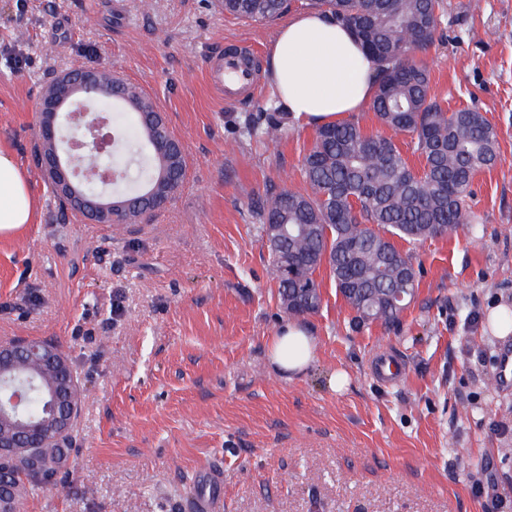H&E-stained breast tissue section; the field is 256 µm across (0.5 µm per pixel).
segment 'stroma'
<instances>
[{
	"mask_svg": "<svg viewBox=\"0 0 512 512\" xmlns=\"http://www.w3.org/2000/svg\"><path fill=\"white\" fill-rule=\"evenodd\" d=\"M276 28L217 0H0V146L39 203L0 241V341L52 342L85 391L69 474L27 512H184L215 469L220 512H512V384L494 381L512 335L488 319L512 307V0H444L417 56L432 97L497 131L476 224L401 242L421 277L390 325L358 322L321 269V305L300 318L317 358L291 380L268 363L289 317L251 205L273 185L303 190L315 129L285 112L278 142L240 135L268 79L228 104L205 76L219 51L263 59ZM75 65L143 88L188 149L182 185L146 223L63 214L36 165L40 92ZM388 355L393 378L375 370Z\"/></svg>",
	"mask_w": 512,
	"mask_h": 512,
	"instance_id": "stroma-1",
	"label": "stroma"
}]
</instances>
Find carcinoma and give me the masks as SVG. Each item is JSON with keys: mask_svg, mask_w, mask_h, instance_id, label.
I'll list each match as a JSON object with an SVG mask.
<instances>
[{"mask_svg": "<svg viewBox=\"0 0 512 512\" xmlns=\"http://www.w3.org/2000/svg\"><path fill=\"white\" fill-rule=\"evenodd\" d=\"M224 13L267 23L288 9V0H218ZM300 8L321 12L359 37L377 66L380 83L372 110L384 128L366 134L354 122L316 129L313 147L302 159L304 191L271 187L253 204L262 224L280 306L291 316L316 311L321 304L316 272L322 265L361 322H395L419 285L420 269L397 241L424 242L448 227L465 230L475 223L469 205L474 177L500 161L497 134L475 109L448 111L432 98L430 77L413 54L432 43L443 12L442 0H300ZM100 81L112 85V126L120 113L136 115L146 132L145 113L156 111L152 98L131 82L103 69ZM269 118L247 135L268 142L279 136ZM411 138L412 153L422 168L412 167L397 140ZM146 184L115 196L117 203L137 204L147 192L167 197L179 186L183 167L153 151L142 161ZM51 397L33 391L21 418L47 415ZM68 436L45 443L34 455L0 461V495L21 491L16 503L30 496L67 465Z\"/></svg>", "mask_w": 512, "mask_h": 512, "instance_id": "cac0c4a2", "label": "carcinoma"}]
</instances>
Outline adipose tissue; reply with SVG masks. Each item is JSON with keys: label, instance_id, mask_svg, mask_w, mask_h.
Here are the masks:
<instances>
[{"label": "adipose tissue", "instance_id": "obj_1", "mask_svg": "<svg viewBox=\"0 0 512 512\" xmlns=\"http://www.w3.org/2000/svg\"><path fill=\"white\" fill-rule=\"evenodd\" d=\"M265 71L284 107L305 123H334L361 111L377 90L376 66L353 33L318 12L283 21L266 53ZM37 198L30 179L0 147V237L34 223ZM271 366L291 379L315 361L317 340L288 322L267 343Z\"/></svg>", "mask_w": 512, "mask_h": 512}]
</instances>
